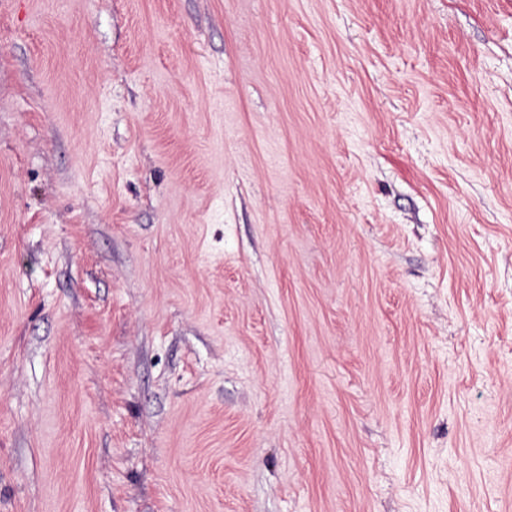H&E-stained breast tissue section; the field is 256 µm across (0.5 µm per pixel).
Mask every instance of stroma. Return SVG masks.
Returning a JSON list of instances; mask_svg holds the SVG:
<instances>
[{
	"instance_id": "stroma-1",
	"label": "stroma",
	"mask_w": 512,
	"mask_h": 512,
	"mask_svg": "<svg viewBox=\"0 0 512 512\" xmlns=\"http://www.w3.org/2000/svg\"><path fill=\"white\" fill-rule=\"evenodd\" d=\"M0 512H512V0H0Z\"/></svg>"
}]
</instances>
